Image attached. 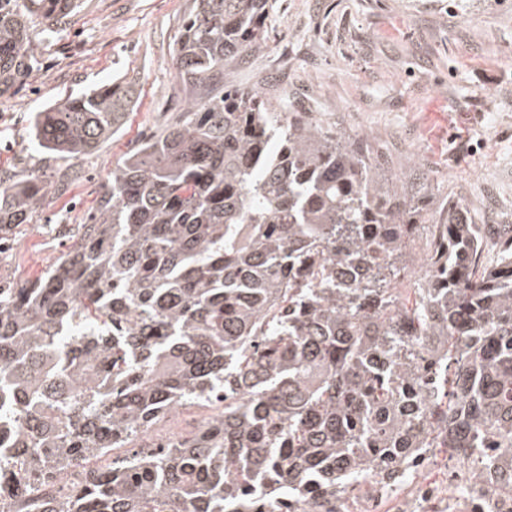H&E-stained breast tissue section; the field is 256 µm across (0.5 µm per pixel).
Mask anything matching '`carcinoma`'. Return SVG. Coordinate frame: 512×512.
<instances>
[{"mask_svg": "<svg viewBox=\"0 0 512 512\" xmlns=\"http://www.w3.org/2000/svg\"><path fill=\"white\" fill-rule=\"evenodd\" d=\"M269 0H192L173 45L190 95L112 167L44 275L0 283V512H341L433 448H512V236L464 200L224 72L266 44ZM70 0H0V86L39 66ZM134 89L103 83L33 118L83 156ZM0 177V253L44 198ZM424 275L403 284L414 241ZM189 438L113 457L178 405Z\"/></svg>", "mask_w": 512, "mask_h": 512, "instance_id": "carcinoma-1", "label": "carcinoma"}]
</instances>
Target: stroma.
<instances>
[{
  "label": "stroma",
  "mask_w": 512,
  "mask_h": 512,
  "mask_svg": "<svg viewBox=\"0 0 512 512\" xmlns=\"http://www.w3.org/2000/svg\"><path fill=\"white\" fill-rule=\"evenodd\" d=\"M192 0H74L71 26L40 46L41 69L0 90V171L56 181L17 245L0 256V281L42 275L66 250L54 227L93 212L113 166L160 135L185 103L173 88L172 46ZM269 39L234 74L282 112H306L400 163H414L436 195L455 194L478 224L512 225V0H275ZM133 83L136 102L94 153L49 155L28 116L94 86ZM451 462L430 453L389 512H448L427 499Z\"/></svg>",
  "instance_id": "35a3bbf8"
}]
</instances>
